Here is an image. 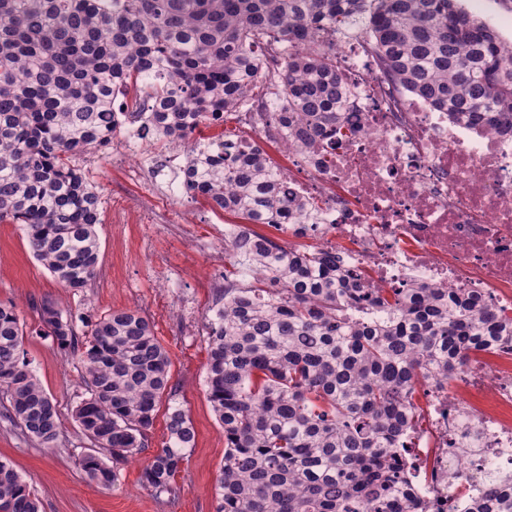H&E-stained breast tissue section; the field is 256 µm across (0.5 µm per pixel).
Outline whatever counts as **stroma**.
Wrapping results in <instances>:
<instances>
[{"mask_svg":"<svg viewBox=\"0 0 512 512\" xmlns=\"http://www.w3.org/2000/svg\"><path fill=\"white\" fill-rule=\"evenodd\" d=\"M467 13L512 40V0H462ZM187 151L156 144L130 162L85 154L74 163L101 198L97 227L100 268L89 288L74 291L33 256L16 224H0V304L14 306L26 326L24 348L41 383L57 402L63 430L55 447L37 448L19 427L0 417V455L9 458L42 503V512H215L216 477L224 460V429L206 396L205 317L224 293V229L233 216L203 199L178 193ZM54 300L75 321L114 310L147 316L171 358L175 402L191 421L196 440L176 478L175 505L156 500L140 483L147 454L118 466V482L105 489L88 480L75 458L90 443L71 411L84 389L78 357H62L50 338L37 335L34 305Z\"/></svg>","mask_w":512,"mask_h":512,"instance_id":"1","label":"stroma"}]
</instances>
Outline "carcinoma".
Returning <instances> with one entry per match:
<instances>
[{
	"label": "carcinoma",
	"mask_w": 512,
	"mask_h": 512,
	"mask_svg": "<svg viewBox=\"0 0 512 512\" xmlns=\"http://www.w3.org/2000/svg\"><path fill=\"white\" fill-rule=\"evenodd\" d=\"M458 3L0 0V223L23 226L34 257L65 287H87L100 266L99 194L71 159L100 152L128 124L188 146L183 192L242 220L224 232L232 271L205 324L207 399L224 427L216 512L432 510L413 494L425 463L409 453L421 387L447 380L449 363L512 340V319L418 282L369 288L345 247H285L284 236H305L300 219L319 222V206L224 125L263 97L295 150L313 155L358 133L334 50L354 37L400 90L475 130L512 135V42ZM269 53L280 69H265ZM243 270L252 281L238 280ZM37 314L40 335L80 356L85 397L73 417L96 452L76 462L109 489L118 474L107 460L141 454L159 404L174 396L169 353L137 311L107 314L82 337L54 301ZM25 336L14 308L0 305L6 417L51 448L60 412L31 369ZM166 430L140 482L173 502L196 433L173 406ZM398 486L406 497L397 507ZM0 512H41L1 458ZM464 512H512V475L494 477Z\"/></svg>",
	"instance_id": "1"
}]
</instances>
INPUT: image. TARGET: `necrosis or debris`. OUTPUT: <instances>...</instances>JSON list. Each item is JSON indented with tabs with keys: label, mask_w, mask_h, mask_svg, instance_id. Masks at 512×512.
<instances>
[{
	"label": "necrosis or debris",
	"mask_w": 512,
	"mask_h": 512,
	"mask_svg": "<svg viewBox=\"0 0 512 512\" xmlns=\"http://www.w3.org/2000/svg\"><path fill=\"white\" fill-rule=\"evenodd\" d=\"M336 58L359 133L322 159L290 151L279 170L321 208L308 233L328 249L352 242L349 260L370 270L369 287L421 281L482 295L512 317V139L402 100L358 42L337 43ZM453 376L426 387L428 420L416 437L435 467L415 492L440 512H463L491 475L512 470V343L471 353Z\"/></svg>",
	"instance_id": "1"
}]
</instances>
